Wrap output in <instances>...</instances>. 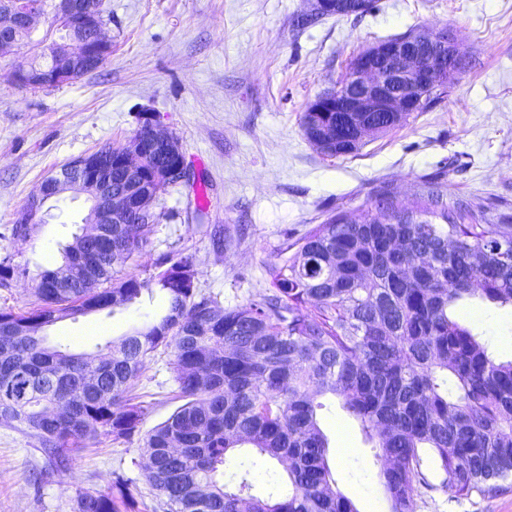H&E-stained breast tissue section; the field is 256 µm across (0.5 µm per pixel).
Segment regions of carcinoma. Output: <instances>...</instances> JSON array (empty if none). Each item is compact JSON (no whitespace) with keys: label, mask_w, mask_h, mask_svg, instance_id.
Instances as JSON below:
<instances>
[{"label":"carcinoma","mask_w":512,"mask_h":512,"mask_svg":"<svg viewBox=\"0 0 512 512\" xmlns=\"http://www.w3.org/2000/svg\"><path fill=\"white\" fill-rule=\"evenodd\" d=\"M444 188L424 179L411 207L382 188L358 217L329 216L280 250L267 291L234 307L199 293L187 260L115 277L150 224L113 225L110 253L76 240L28 310H0V425L21 427L66 470L101 438L140 432L134 380L161 350L180 405L142 438L140 467L164 512H360L329 465L318 420L329 398L374 442L388 512H416L422 489L493 490L512 479V359H496L453 310L512 306V224L485 213L476 223ZM157 294L164 310L102 353L48 342L64 318ZM235 450L282 467L264 496L243 462L225 477ZM135 508L118 477L107 493L78 495L74 512Z\"/></svg>","instance_id":"cac0c4a2"}]
</instances>
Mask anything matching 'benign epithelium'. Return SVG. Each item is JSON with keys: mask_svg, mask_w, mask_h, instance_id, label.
Instances as JSON below:
<instances>
[{"mask_svg": "<svg viewBox=\"0 0 512 512\" xmlns=\"http://www.w3.org/2000/svg\"><path fill=\"white\" fill-rule=\"evenodd\" d=\"M367 0H315L319 13L347 16L365 11ZM45 14L35 0L25 10L8 5L0 10V51L15 41L8 33L23 26L32 28ZM54 18L67 37L50 44L49 69L36 73L26 67L15 72L25 86L33 82L60 85L75 80L83 69L109 56L112 43L103 33L99 12L82 0H58ZM464 53L446 33L415 30L378 41L356 55L349 74L335 88L318 95L308 109L305 133L327 155L338 150L339 128L319 122L321 112H342L353 132V143L379 134L382 124L400 123L417 112L431 94L454 81ZM141 134L126 146L78 156L53 171L15 219L17 224H42L46 203L72 191L88 203L84 227L78 237L102 248L112 247V225L148 224L151 206L164 183H180L186 177L184 154L179 142L162 129L156 116H142Z\"/></svg>", "mask_w": 512, "mask_h": 512, "instance_id": "obj_1", "label": "benign epithelium"}]
</instances>
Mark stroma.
<instances>
[{"label": "stroma", "mask_w": 512, "mask_h": 512, "mask_svg": "<svg viewBox=\"0 0 512 512\" xmlns=\"http://www.w3.org/2000/svg\"><path fill=\"white\" fill-rule=\"evenodd\" d=\"M100 3L112 52L73 82L33 88L14 79L56 38L52 13L0 52V259L26 270L0 288V309L29 308L37 275L58 266L62 247L80 232L84 203L67 194L51 201L46 224L25 241L11 234L17 211L61 165L126 144L145 110L179 140L207 201L200 218H188L194 187H169L154 205L159 221L127 271L143 279L162 256L191 259L198 288L227 307L266 289L265 267L285 241L331 213L358 215L383 187L413 205L419 183L441 167L449 201L512 224V0H377L358 17L316 20L313 0ZM413 29L449 31L465 52L448 95L353 155L321 153L302 129L308 104L345 78L356 54ZM217 225L229 239L220 249L210 239ZM459 318L496 358H512L511 306L476 300ZM142 319L132 306L63 319L47 335L90 352ZM173 390L167 357L156 354L133 389L145 408L142 430L174 411ZM320 417L341 491L360 512H387L380 464L358 421L335 403ZM139 460L138 441L105 438L58 471L33 437L0 425V512H73L77 493L107 492L118 475L130 483L135 512H154L157 498ZM417 512H512V482L468 499L424 491Z\"/></svg>", "instance_id": "obj_1"}]
</instances>
